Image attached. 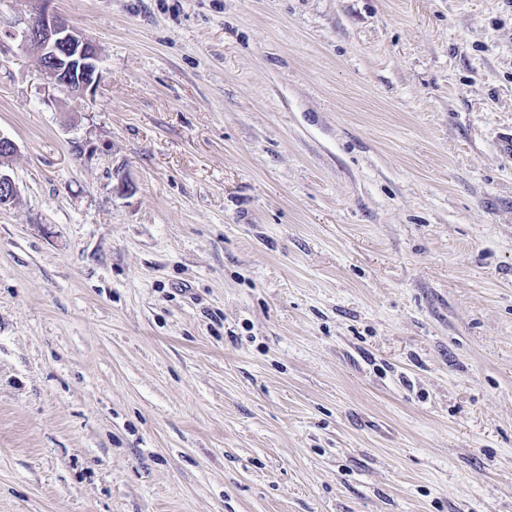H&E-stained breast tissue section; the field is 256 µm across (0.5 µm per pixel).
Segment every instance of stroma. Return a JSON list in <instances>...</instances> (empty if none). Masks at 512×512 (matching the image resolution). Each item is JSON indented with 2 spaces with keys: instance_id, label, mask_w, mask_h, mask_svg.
Instances as JSON below:
<instances>
[{
  "instance_id": "35a3bbf8",
  "label": "stroma",
  "mask_w": 512,
  "mask_h": 512,
  "mask_svg": "<svg viewBox=\"0 0 512 512\" xmlns=\"http://www.w3.org/2000/svg\"><path fill=\"white\" fill-rule=\"evenodd\" d=\"M0 135V512H512V0H0ZM22 41L45 86L78 96L97 92L102 81L98 48L66 19L44 8L23 31Z\"/></svg>"
}]
</instances>
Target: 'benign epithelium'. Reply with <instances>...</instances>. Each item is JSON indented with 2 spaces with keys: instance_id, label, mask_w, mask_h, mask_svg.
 Listing matches in <instances>:
<instances>
[{
  "instance_id": "obj_1",
  "label": "benign epithelium",
  "mask_w": 512,
  "mask_h": 512,
  "mask_svg": "<svg viewBox=\"0 0 512 512\" xmlns=\"http://www.w3.org/2000/svg\"><path fill=\"white\" fill-rule=\"evenodd\" d=\"M22 41L45 86L78 96L97 92L102 81L98 48L66 19L43 9L22 32ZM16 195L14 180L0 171V208L10 206Z\"/></svg>"
}]
</instances>
